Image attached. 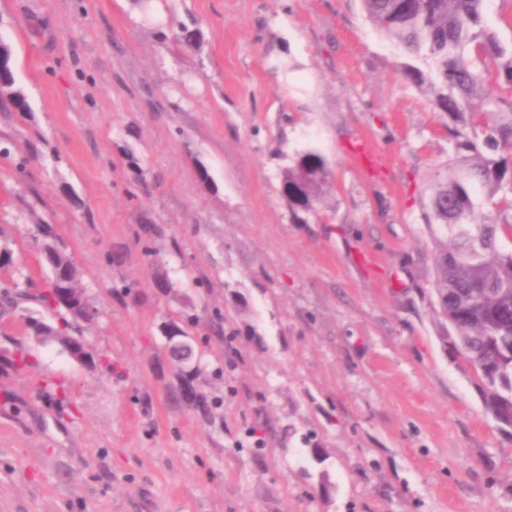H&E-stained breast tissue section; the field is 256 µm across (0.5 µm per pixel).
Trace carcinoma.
<instances>
[{"label": "carcinoma", "instance_id": "1", "mask_svg": "<svg viewBox=\"0 0 512 512\" xmlns=\"http://www.w3.org/2000/svg\"><path fill=\"white\" fill-rule=\"evenodd\" d=\"M485 0H362L368 20L387 39L401 45L413 62L400 69L421 88L432 105L453 121L448 140L459 159L446 182L436 183L424 204L423 221L435 242L431 289L441 315L453 328L464 356L477 369L486 409L501 428L512 429V250L500 238L512 231V98L484 91L479 64L495 63V82L512 94V45L504 46L484 22ZM5 51L0 67V106L30 111L13 90V54ZM327 174L325 159L313 150L298 155L283 173L304 193L291 195L288 206L313 209ZM497 209L494 218L479 217L477 192ZM42 252L52 268L49 287L40 294L50 309L68 310L70 300L84 301L77 270L69 257L46 243ZM31 328L68 353H79V337L35 321ZM199 369L178 370L175 392L201 413L210 404L193 381Z\"/></svg>", "mask_w": 512, "mask_h": 512}]
</instances>
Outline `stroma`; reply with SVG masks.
<instances>
[{
	"label": "stroma",
	"instance_id": "35a3bbf8",
	"mask_svg": "<svg viewBox=\"0 0 512 512\" xmlns=\"http://www.w3.org/2000/svg\"><path fill=\"white\" fill-rule=\"evenodd\" d=\"M160 3L0 0L30 104L0 111V512H512V433L429 287L454 154L403 50L362 0ZM310 149L328 186L296 213ZM44 224L97 311L83 363L29 329L66 317ZM172 322L211 419L172 398ZM327 174V164L325 159L313 150L305 151L298 155L294 165L289 167L283 173V179L288 180V185L305 181L304 193L301 196L289 195L288 185H283V195L289 207L302 208L303 210L313 209L314 202L322 193V187L325 183ZM298 206V207H297Z\"/></svg>",
	"mask_w": 512,
	"mask_h": 512
}]
</instances>
